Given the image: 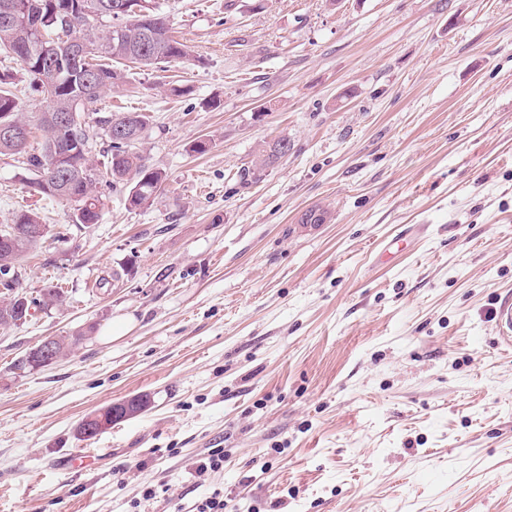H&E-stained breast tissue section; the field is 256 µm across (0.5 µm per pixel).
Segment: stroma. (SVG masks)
<instances>
[{"instance_id": "35a3bbf8", "label": "stroma", "mask_w": 512, "mask_h": 512, "mask_svg": "<svg viewBox=\"0 0 512 512\" xmlns=\"http://www.w3.org/2000/svg\"><path fill=\"white\" fill-rule=\"evenodd\" d=\"M159 3L190 59L99 105L148 115L138 147L167 175L153 204L108 187L78 225L0 156V225L45 226L25 290L67 295L0 327V512H193L216 489L224 512H512L495 324L512 297V0ZM82 328L64 359L17 369ZM138 393L147 412L78 438ZM217 448L223 468L197 475ZM115 407L117 406L112 404V408L108 407L104 409H99L87 415L82 421L86 433L102 434V431H105L112 427V424L124 420V417L127 414V407L124 408L123 412L117 411Z\"/></svg>"}]
</instances>
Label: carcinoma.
Wrapping results in <instances>:
<instances>
[{
	"label": "carcinoma",
	"instance_id": "carcinoma-1",
	"mask_svg": "<svg viewBox=\"0 0 512 512\" xmlns=\"http://www.w3.org/2000/svg\"><path fill=\"white\" fill-rule=\"evenodd\" d=\"M109 0H0V13L10 12V20L0 19V50L19 61L24 73L40 87L50 84L47 96L50 112H85L95 114L102 96L126 84L128 73L112 66L127 62L142 69H156L164 63L190 57L189 47L173 35L169 19L156 0H128V14L114 19L101 12ZM81 34L91 47L89 66L96 72L94 83L87 84L88 73L71 68L58 69L53 78L41 70L43 45L62 42V36ZM15 74L0 72V114L30 125V116L23 112L9 89ZM137 117L140 130H145L148 117L141 112H119L95 119V126L108 142L107 162L99 164L91 155L92 126H76L70 133L71 154L62 161L60 182L44 184L49 153L58 138L56 130L38 118L44 132V142L38 152H29L13 140L0 138V155L21 154L25 176L21 181L48 198H58L78 204L77 224H95L99 218L97 204L102 200L104 175L111 176L108 185L120 182L131 184L135 193L127 196L128 204L138 207L142 202L157 199L165 182L163 172L147 164L145 157L135 151L127 134L116 130ZM14 223L22 225L15 236L13 248L0 250V326H10L13 318L7 301L22 287L20 259L36 248L44 237L39 217L34 212L16 216ZM66 295L61 288H44L29 304L37 308L61 306Z\"/></svg>",
	"mask_w": 512,
	"mask_h": 512
}]
</instances>
